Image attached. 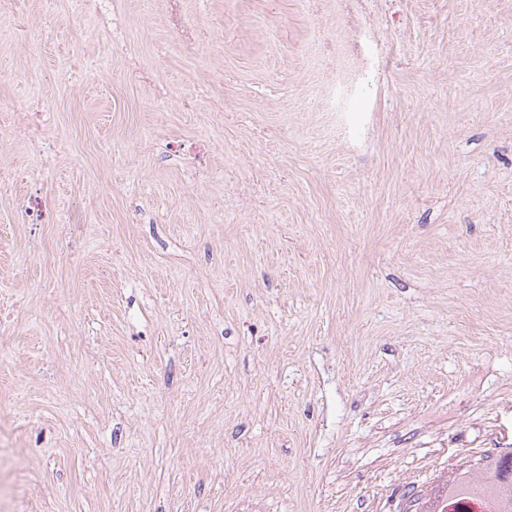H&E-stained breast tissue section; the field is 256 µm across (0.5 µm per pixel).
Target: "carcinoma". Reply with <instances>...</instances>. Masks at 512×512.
Listing matches in <instances>:
<instances>
[{
	"mask_svg": "<svg viewBox=\"0 0 512 512\" xmlns=\"http://www.w3.org/2000/svg\"><path fill=\"white\" fill-rule=\"evenodd\" d=\"M441 495L458 504V512H470L461 500L487 506L485 512H512V454L484 455L475 465L452 474Z\"/></svg>",
	"mask_w": 512,
	"mask_h": 512,
	"instance_id": "carcinoma-1",
	"label": "carcinoma"
}]
</instances>
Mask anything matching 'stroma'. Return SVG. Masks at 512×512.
I'll return each instance as SVG.
<instances>
[{
	"mask_svg": "<svg viewBox=\"0 0 512 512\" xmlns=\"http://www.w3.org/2000/svg\"><path fill=\"white\" fill-rule=\"evenodd\" d=\"M78 11L0 18V512H402L512 453V0Z\"/></svg>",
	"mask_w": 512,
	"mask_h": 512,
	"instance_id": "35a3bbf8",
	"label": "stroma"
}]
</instances>
